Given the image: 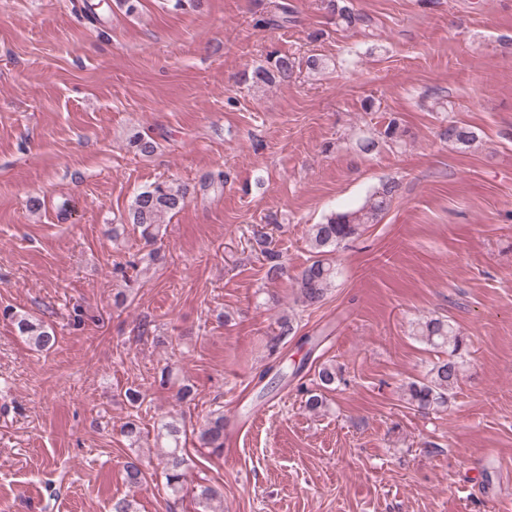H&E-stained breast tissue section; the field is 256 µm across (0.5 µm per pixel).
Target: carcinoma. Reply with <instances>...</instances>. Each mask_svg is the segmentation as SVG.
Returning a JSON list of instances; mask_svg holds the SVG:
<instances>
[{"mask_svg":"<svg viewBox=\"0 0 512 512\" xmlns=\"http://www.w3.org/2000/svg\"><path fill=\"white\" fill-rule=\"evenodd\" d=\"M323 8L329 13L336 25L345 29H366L372 25V19L344 3V0H322ZM290 10L288 5L272 0L267 6V16L259 19L265 25L281 27L288 23ZM329 67L328 59L311 54L299 59L291 54L274 53L266 59V64L241 75L242 83L251 87L258 85H278L288 81L297 71L306 68L311 72H321ZM408 130L392 118L377 136H361L356 142L358 150L366 155L375 153L383 146L398 145L404 142ZM438 136L441 140L462 148L470 147L478 139L477 132L456 121H448ZM135 152L150 156L157 149L156 141L150 136H137L132 141ZM400 182L388 179L366 197L358 207L342 212H332L319 224L311 227L312 256L295 278L298 297L305 306H315L324 300L329 288L333 287L338 274L333 258L336 250L345 242L359 235L368 224H377L390 210L398 196ZM190 195L188 186H173L166 181L154 182L139 192L130 208L131 224L139 232L145 245L151 247L149 256L157 259L159 250L153 245L161 239L163 218L181 208ZM253 239L266 268V278L277 280L287 273L286 260L266 232L256 231ZM18 334L25 337L39 350L54 348L57 336L54 330L44 323L29 317L25 313L4 310ZM415 336L434 348L448 349V359L432 364L427 377L421 381L406 384L407 402L418 410H429L443 406L448 402V394L458 383L463 370L464 357L468 353L467 338L441 318H430L416 324ZM318 390L304 388L305 407L315 412L325 404L323 390L336 382V370L331 365L323 366L318 372ZM185 429L173 419L157 427L156 447L164 449L159 465L165 478V487L171 495L177 496L185 489L188 471L193 460L182 445ZM199 447L219 456L224 451V411L216 409L210 412L205 424L197 431ZM124 479L131 487H138L145 479V470L140 455L129 456L124 463ZM221 497L218 490L210 485L196 486V498L202 512H218L212 503Z\"/></svg>","mask_w":512,"mask_h":512,"instance_id":"cac0c4a2","label":"carcinoma"}]
</instances>
